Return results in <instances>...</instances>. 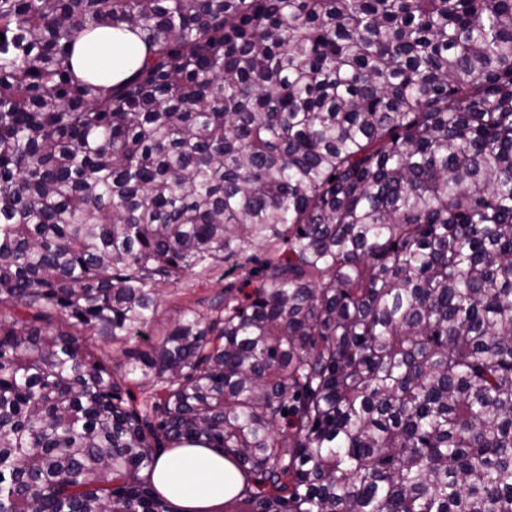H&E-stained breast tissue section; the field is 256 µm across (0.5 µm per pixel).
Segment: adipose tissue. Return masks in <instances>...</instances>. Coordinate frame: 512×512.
I'll return each mask as SVG.
<instances>
[{"instance_id": "adipose-tissue-1", "label": "adipose tissue", "mask_w": 512, "mask_h": 512, "mask_svg": "<svg viewBox=\"0 0 512 512\" xmlns=\"http://www.w3.org/2000/svg\"><path fill=\"white\" fill-rule=\"evenodd\" d=\"M107 59V73L113 81L128 77L140 61L133 34L103 37L80 44L76 67ZM155 488L177 512H223L225 502L236 497L244 476L219 451L187 443L159 455L152 473Z\"/></svg>"}]
</instances>
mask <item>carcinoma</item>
I'll use <instances>...</instances> for the list:
<instances>
[{"instance_id": "cac0c4a2", "label": "carcinoma", "mask_w": 512, "mask_h": 512, "mask_svg": "<svg viewBox=\"0 0 512 512\" xmlns=\"http://www.w3.org/2000/svg\"><path fill=\"white\" fill-rule=\"evenodd\" d=\"M110 27L145 47L105 86ZM0 512H512V0H0ZM224 286L159 321L163 295ZM102 58L109 61L107 74L111 76L112 83L128 77L140 61L136 49V37L127 33L102 37L91 44L81 43L75 54V66L81 68L85 63L96 64ZM244 480L223 454L197 443L162 453L152 473L153 485L178 512H222Z\"/></svg>"}]
</instances>
